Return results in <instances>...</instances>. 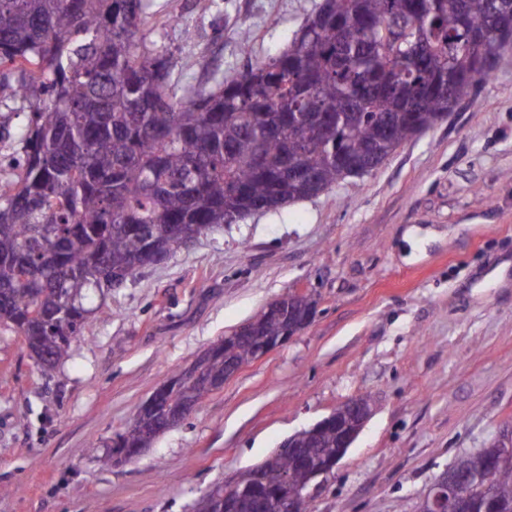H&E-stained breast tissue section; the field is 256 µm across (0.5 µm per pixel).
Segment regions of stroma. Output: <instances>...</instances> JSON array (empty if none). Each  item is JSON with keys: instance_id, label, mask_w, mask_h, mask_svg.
Wrapping results in <instances>:
<instances>
[{"instance_id": "stroma-1", "label": "stroma", "mask_w": 512, "mask_h": 512, "mask_svg": "<svg viewBox=\"0 0 512 512\" xmlns=\"http://www.w3.org/2000/svg\"><path fill=\"white\" fill-rule=\"evenodd\" d=\"M320 2L152 0L143 32L183 96L277 54ZM36 101L0 86V179ZM299 288L319 304L288 343L136 458H92L176 370ZM88 306L52 378L0 322V512H192L362 394L378 408L311 512H418L512 422V56L371 173L216 228Z\"/></svg>"}]
</instances>
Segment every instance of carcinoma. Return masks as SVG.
Listing matches in <instances>:
<instances>
[{"label": "carcinoma", "instance_id": "carcinoma-1", "mask_svg": "<svg viewBox=\"0 0 512 512\" xmlns=\"http://www.w3.org/2000/svg\"><path fill=\"white\" fill-rule=\"evenodd\" d=\"M149 0H0V65L36 89L25 163L0 182V321L24 337L41 372H54L88 318L89 293L135 277L154 256L166 261L231 215L276 210L332 190L348 178L340 157L392 154L487 83L512 52L497 31L512 0H322L292 43L229 80L181 98L170 66L141 29ZM390 136L379 141L380 127ZM303 168L308 177L290 175ZM151 242L154 252L145 250ZM280 300L311 320L315 294ZM275 311L256 319L246 341L221 340L185 372L155 389L108 445L105 465L127 462L157 440L255 348L280 336ZM299 452L272 453L235 492V512L257 499L307 484L308 469L336 462V432L302 439ZM486 447L451 466L475 471L456 497L485 512H512V468L484 464ZM217 484L193 512H224Z\"/></svg>", "mask_w": 512, "mask_h": 512}]
</instances>
